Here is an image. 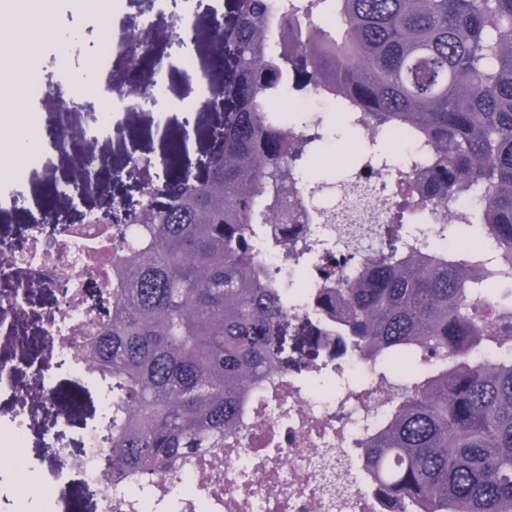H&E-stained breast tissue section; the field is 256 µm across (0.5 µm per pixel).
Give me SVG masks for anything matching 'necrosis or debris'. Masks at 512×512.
<instances>
[{
  "instance_id": "4bbe7bcc",
  "label": "necrosis or debris",
  "mask_w": 512,
  "mask_h": 512,
  "mask_svg": "<svg viewBox=\"0 0 512 512\" xmlns=\"http://www.w3.org/2000/svg\"><path fill=\"white\" fill-rule=\"evenodd\" d=\"M351 175L370 186L383 212L414 202L406 183L373 169L367 156H359ZM288 234L284 243L258 240L256 252L292 286L297 306L311 302L327 273L353 276L356 266L370 262L379 249L375 243L354 248L347 224L311 223ZM112 236L111 227L86 220L60 225L49 240L34 224L26 247H0V277L23 276L0 298V319L24 314L27 283L63 295L64 304L45 315L46 336L83 378L89 375L81 357L84 332L99 320L85 301V289L92 282L111 293ZM402 396L400 381L383 376L339 337L324 333L307 375L272 372L249 395L223 442L180 459L171 472L133 474L111 483L103 476L106 450L92 432L85 454L74 457L50 448L45 464L60 484L72 471H82L98 489L99 512H402L369 488L360 461L362 440ZM24 444L21 425L0 424V447L10 450L24 485L16 512H52L23 459Z\"/></svg>"
}]
</instances>
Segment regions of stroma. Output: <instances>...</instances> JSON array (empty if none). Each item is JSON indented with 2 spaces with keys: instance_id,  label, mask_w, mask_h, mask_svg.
Listing matches in <instances>:
<instances>
[{
  "instance_id": "stroma-1",
  "label": "stroma",
  "mask_w": 512,
  "mask_h": 512,
  "mask_svg": "<svg viewBox=\"0 0 512 512\" xmlns=\"http://www.w3.org/2000/svg\"><path fill=\"white\" fill-rule=\"evenodd\" d=\"M153 2L139 0L140 12L146 18L140 41L149 45L150 51L139 70L133 73L117 64L109 70L86 68L87 51L100 48L105 26L98 8L84 5L82 0H43V20L26 23L27 42L40 57L39 82L48 91L34 108L43 115H63L64 124L71 131L99 125L107 111L104 104L90 106L74 100L75 87H108L116 99L123 98L135 87L149 84L155 87L152 99L143 102L140 108L114 116L112 133L98 143L96 164L81 201L72 209L54 212L59 223H81L87 212L107 208L116 199L136 203L139 198L136 182L118 173L128 156H159L167 151L170 141L182 137L186 140L185 149L178 167L170 169L169 174L175 177L181 170L195 168L224 120L220 109L207 104L208 96L221 93L225 80L224 61L209 46L207 22L214 14L227 18L230 0H221L216 8L209 0H193L198 27L193 50L187 56L165 48L160 41V33L168 30L176 18L168 12H157ZM195 72L211 75L208 96L197 94L191 79ZM190 97L195 100L193 112L171 111V104ZM327 123L332 133L329 146L312 156L308 163V175L315 180L340 175L357 140L355 133L345 131L338 112L329 111ZM79 155V145L71 139L57 145L50 155L39 157L15 178L0 181L1 238L17 245L26 244L30 224L36 223L42 214L52 212V194L65 186ZM55 301V296L49 293L32 294L26 317L0 332V359L14 361L19 367L13 387H0V422L24 421L27 461L39 475L54 512H98L96 486L78 473L71 475L68 486H58L43 463L50 445L67 449L73 455L84 453L83 436L101 425V398L108 392L105 380H75L68 362L50 354L46 348L40 313ZM42 365L49 368L53 388L79 403L67 423H55L51 408L38 407L13 391L14 386L30 377L34 368Z\"/></svg>"
}]
</instances>
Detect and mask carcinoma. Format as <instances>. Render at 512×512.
<instances>
[{"label":"carcinoma","mask_w":512,"mask_h":512,"mask_svg":"<svg viewBox=\"0 0 512 512\" xmlns=\"http://www.w3.org/2000/svg\"><path fill=\"white\" fill-rule=\"evenodd\" d=\"M233 0L223 37L224 128L207 173L146 189L115 225L120 287L84 356L112 376L105 474L169 470L224 438L250 388L269 372L308 370L315 323L370 361L402 368L403 398L363 442L373 483L407 512H512V357L476 351L512 334V314L479 301L512 281V0H333L338 34L310 22L326 0ZM364 113L383 136L422 149L402 174L418 200L449 207L480 193L462 218L481 231L464 250L403 246L393 214L377 256L351 279L326 276L315 313L285 299L249 243L279 204L312 220L314 195L294 166L314 142L271 113L288 89Z\"/></svg>","instance_id":"carcinoma-1"}]
</instances>
